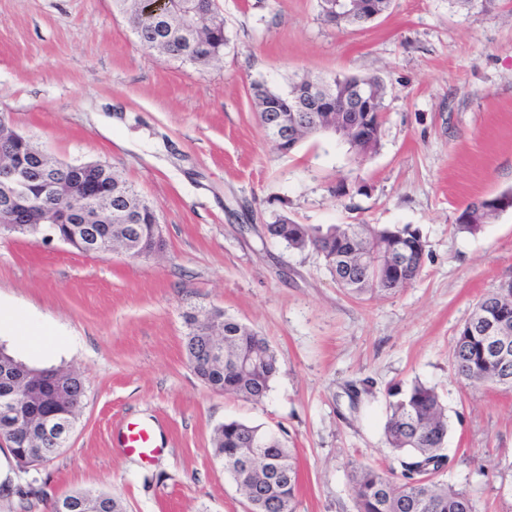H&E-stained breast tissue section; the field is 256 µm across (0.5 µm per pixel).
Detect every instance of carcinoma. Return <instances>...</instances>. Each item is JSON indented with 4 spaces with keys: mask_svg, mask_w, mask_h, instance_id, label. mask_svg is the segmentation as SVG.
I'll return each instance as SVG.
<instances>
[{
    "mask_svg": "<svg viewBox=\"0 0 512 512\" xmlns=\"http://www.w3.org/2000/svg\"><path fill=\"white\" fill-rule=\"evenodd\" d=\"M125 15L141 45L147 51L199 67L212 63L227 42L224 20L218 14L216 0H196L197 27L204 31V46L182 29L183 11L178 8L157 14L147 11L144 0H113ZM112 176V223L98 225L97 256L108 255L111 241L133 237V229L144 236L157 220L144 198L109 166ZM464 212L472 223L459 228L474 232L479 224L494 217V211L481 210L472 202ZM268 229L275 239L297 250L313 248L320 252L336 282L349 293L360 296L378 291H397L390 275L375 280L370 272L381 266L390 250L414 249L424 244L420 231L403 227H376L369 224L334 225L324 231L304 224H294L281 216ZM456 336L453 367L456 375L471 386L494 385L512 390V360L503 361L491 350L494 336H473L469 325L483 324L499 315L512 322V294L494 292L481 299ZM188 321L191 330L185 347L189 360L208 355L206 326ZM279 371L275 352L264 337L232 317H224V364L198 371L211 389L235 394L255 403L268 394ZM34 369L0 350V394L20 384L23 375ZM74 398L59 407V419H76L85 397L80 375L70 378ZM385 435L389 446L401 459V477L366 465L351 471L357 512H477L475 502L462 491L424 477L420 467L443 456L448 437V416L435 387L415 382L406 390L388 391ZM215 456H224V470L229 472L244 492L251 512H295L298 472L288 448L270 433L238 421H226L215 430Z\"/></svg>",
    "mask_w": 512,
    "mask_h": 512,
    "instance_id": "cac0c4a2",
    "label": "carcinoma"
}]
</instances>
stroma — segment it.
I'll list each match as a JSON object with an SVG mask.
<instances>
[{
    "instance_id": "35a3bbf8",
    "label": "stroma",
    "mask_w": 512,
    "mask_h": 512,
    "mask_svg": "<svg viewBox=\"0 0 512 512\" xmlns=\"http://www.w3.org/2000/svg\"><path fill=\"white\" fill-rule=\"evenodd\" d=\"M228 41L200 68L142 49L112 0H0V112L64 163L109 165L150 202L161 252L79 253L0 231V315L37 326L0 346L30 367L77 372L86 393L66 447L21 467L0 442V512H51L78 489L124 512H250L214 455L228 420L291 448L296 512H356L352 466L399 470L384 436L387 392L434 386L448 413L440 483L478 512H512V391L452 370L476 302L512 283V210L472 233V201L512 192V0H393L336 28L318 0H217ZM383 81L384 124L367 156L328 138L290 153L266 136L251 85L299 77ZM284 215L325 228H418L423 268L391 295L355 297L322 255L268 238ZM218 309L265 337L280 370L263 402L205 386L185 316ZM151 423L144 460L112 435Z\"/></svg>"
}]
</instances>
